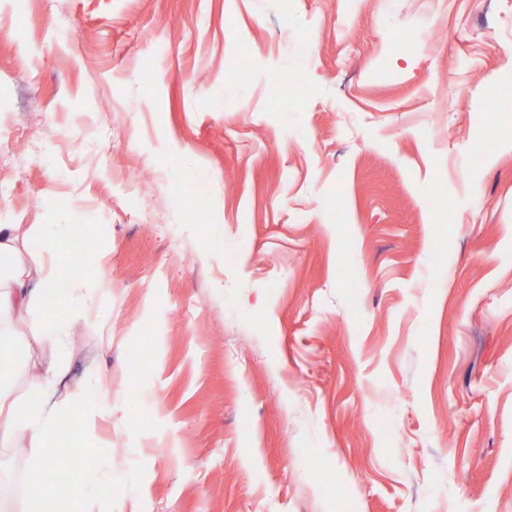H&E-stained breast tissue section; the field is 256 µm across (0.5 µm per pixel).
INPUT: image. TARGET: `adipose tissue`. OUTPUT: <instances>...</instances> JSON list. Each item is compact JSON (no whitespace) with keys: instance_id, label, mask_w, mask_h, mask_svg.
<instances>
[{"instance_id":"adipose-tissue-1","label":"adipose tissue","mask_w":512,"mask_h":512,"mask_svg":"<svg viewBox=\"0 0 512 512\" xmlns=\"http://www.w3.org/2000/svg\"><path fill=\"white\" fill-rule=\"evenodd\" d=\"M55 248L50 225L24 231L16 224H0V354L15 345L16 322L38 309L46 293L54 290L50 259ZM59 428L56 412L33 402L20 406L9 373L0 371V447L23 437L38 448L41 483L29 487L28 497L39 504L40 512H58L59 504L82 495L58 477V452L51 443Z\"/></svg>"}]
</instances>
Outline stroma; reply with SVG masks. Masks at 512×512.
<instances>
[{
    "label": "stroma",
    "mask_w": 512,
    "mask_h": 512,
    "mask_svg": "<svg viewBox=\"0 0 512 512\" xmlns=\"http://www.w3.org/2000/svg\"><path fill=\"white\" fill-rule=\"evenodd\" d=\"M1 30L0 222L101 278L34 347L56 394L14 374L87 512H512V0H0ZM98 374L90 440L64 394ZM34 455L0 451L18 512ZM99 283L97 277H90L80 283L79 288H71L74 299L69 300L66 318L59 325L56 335H67L66 324L69 319L91 317L94 296L99 288Z\"/></svg>",
    "instance_id": "1"
}]
</instances>
